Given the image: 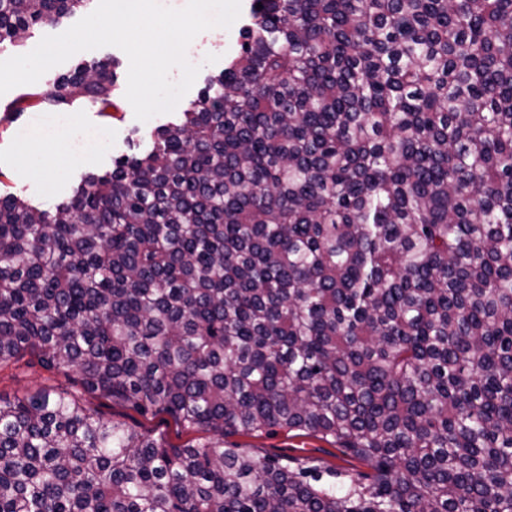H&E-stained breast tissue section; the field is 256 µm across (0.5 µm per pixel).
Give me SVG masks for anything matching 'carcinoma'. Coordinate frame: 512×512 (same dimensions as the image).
Here are the masks:
<instances>
[{"instance_id": "obj_1", "label": "carcinoma", "mask_w": 512, "mask_h": 512, "mask_svg": "<svg viewBox=\"0 0 512 512\" xmlns=\"http://www.w3.org/2000/svg\"><path fill=\"white\" fill-rule=\"evenodd\" d=\"M89 2L0 0V44ZM115 66L45 100L110 112ZM151 140L0 195V367L217 439L0 397V512H512V0H252ZM273 428L372 473L224 444Z\"/></svg>"}]
</instances>
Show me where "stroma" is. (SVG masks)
I'll use <instances>...</instances> for the list:
<instances>
[{
	"label": "stroma",
	"instance_id": "stroma-1",
	"mask_svg": "<svg viewBox=\"0 0 512 512\" xmlns=\"http://www.w3.org/2000/svg\"><path fill=\"white\" fill-rule=\"evenodd\" d=\"M241 23L222 30H206L193 41L194 54L200 59L199 76L184 95V102L194 101L204 85V78L219 73L225 60L237 54L241 41ZM114 58L113 98L119 112L105 115L83 98L53 105L35 103L13 114L9 123L0 125V194L11 193L28 199L43 209L53 208L67 197L82 175L111 170L115 161L142 153L151 144L150 131L174 121V113L136 119L125 97L129 60L119 48L105 46L75 53L65 62L48 70L37 82L17 86L0 96L4 107L17 98L50 88L60 74L77 64ZM72 380L45 371L33 362L0 370V396L11 399L37 390L74 391ZM87 408L104 420L139 425L142 430L163 433L170 444L180 446L190 441L191 433L182 431L165 415L141 416L133 410L105 399H86ZM232 443L294 464L317 466L336 472L338 483L364 471V464L344 455L336 445L312 435L277 430L273 434L235 435Z\"/></svg>",
	"mask_w": 512,
	"mask_h": 512
}]
</instances>
